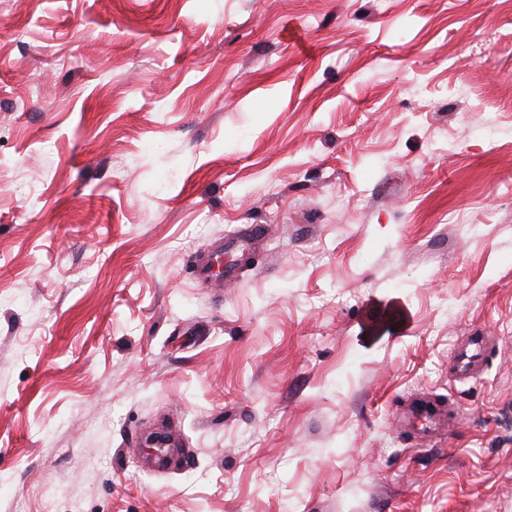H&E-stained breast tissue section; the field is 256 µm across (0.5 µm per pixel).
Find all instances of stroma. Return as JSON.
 <instances>
[{"mask_svg": "<svg viewBox=\"0 0 512 512\" xmlns=\"http://www.w3.org/2000/svg\"><path fill=\"white\" fill-rule=\"evenodd\" d=\"M0 512H512V0H0ZM489 348L485 336H470L467 343L453 355L455 376L469 381L476 379Z\"/></svg>", "mask_w": 512, "mask_h": 512, "instance_id": "35a3bbf8", "label": "stroma"}]
</instances>
